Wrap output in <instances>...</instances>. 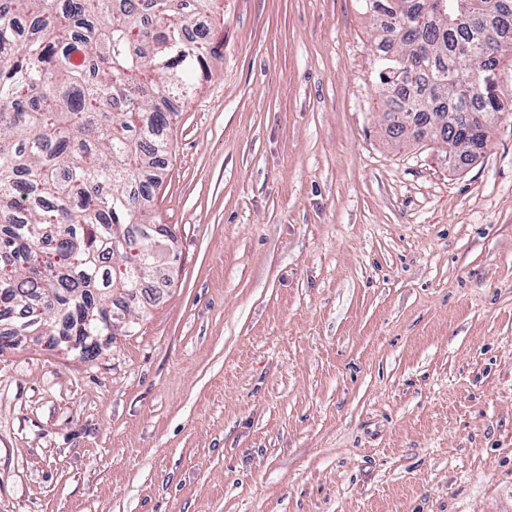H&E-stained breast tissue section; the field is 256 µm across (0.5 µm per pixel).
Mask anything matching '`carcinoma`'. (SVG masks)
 Returning <instances> with one entry per match:
<instances>
[{
    "instance_id": "obj_1",
    "label": "carcinoma",
    "mask_w": 512,
    "mask_h": 512,
    "mask_svg": "<svg viewBox=\"0 0 512 512\" xmlns=\"http://www.w3.org/2000/svg\"><path fill=\"white\" fill-rule=\"evenodd\" d=\"M380 20L376 81L395 113L440 127L477 159L512 115L498 72L512 63V0H360ZM212 0H0V352L18 336L98 351L117 301L139 288L173 242L153 222L163 132L208 42L184 29ZM126 245L113 251V241Z\"/></svg>"
}]
</instances>
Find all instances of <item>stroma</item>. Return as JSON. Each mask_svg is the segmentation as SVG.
Masks as SVG:
<instances>
[{
    "label": "stroma",
    "instance_id": "35a3bbf8",
    "mask_svg": "<svg viewBox=\"0 0 512 512\" xmlns=\"http://www.w3.org/2000/svg\"><path fill=\"white\" fill-rule=\"evenodd\" d=\"M210 37L132 328L0 354V512H512V119L398 144L357 0Z\"/></svg>",
    "mask_w": 512,
    "mask_h": 512
}]
</instances>
